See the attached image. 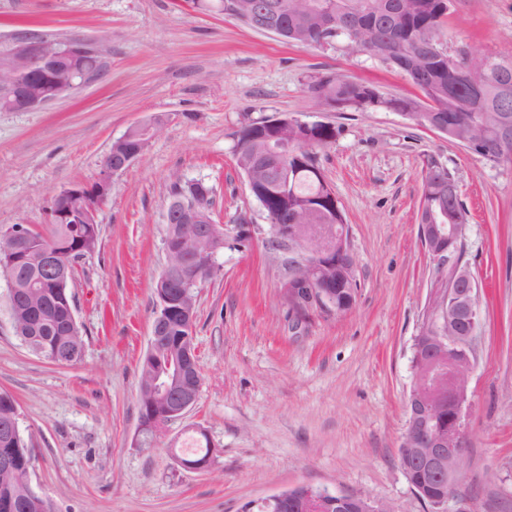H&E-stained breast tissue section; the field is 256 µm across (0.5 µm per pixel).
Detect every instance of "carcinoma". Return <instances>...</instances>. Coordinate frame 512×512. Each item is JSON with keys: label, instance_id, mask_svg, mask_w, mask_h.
<instances>
[{"label": "carcinoma", "instance_id": "1", "mask_svg": "<svg viewBox=\"0 0 512 512\" xmlns=\"http://www.w3.org/2000/svg\"><path fill=\"white\" fill-rule=\"evenodd\" d=\"M278 5L281 12L284 33L281 37L300 48H308L319 43L321 37L332 35L326 27V19L321 14L305 15L297 11L294 0H269ZM452 0H320L324 12H333L336 19L349 16L359 17L361 21L377 20V40L366 45L358 40L357 32L351 27L335 36L354 52L374 57L387 66L401 72L407 79L424 86L425 99L387 96L371 84L356 80H346L331 73L316 77L310 90L316 99H325L336 108L368 109L383 107L396 112H406L415 107L425 112H434L450 130L467 132L472 126L483 129L489 143L486 160L497 164L499 157L512 154V145L503 151H496V133L499 113L497 98L504 89L505 79L512 78V59L503 60L484 56V61H475L473 66L480 67V80L487 94L476 101L470 98L465 86H458L448 92V86L455 81V65H467L471 51L461 48L455 53L441 51L442 43L448 42L449 33L445 27ZM266 122L262 118L244 125L238 134L235 145L237 165H242L243 155L263 158V141L256 140L253 134ZM336 127L332 125L315 129L310 134V142L297 143L285 158L288 166V188L278 191L265 199L264 211L272 224H287L291 215L314 211L320 213L328 224H343L345 218L337 198L331 195L329 184L320 168L316 165L314 149L327 145L336 139ZM268 171L257 170L253 173L254 185L262 190L265 184L277 181L278 164L266 162ZM448 168L435 161L428 163L423 175V192L427 198L436 200L434 193L438 187L448 182ZM209 193L208 205H213L214 188L202 180H191L183 184H174L170 205L188 197H197L203 192ZM448 223L454 224L462 218L469 220L461 196L447 200ZM100 228L97 224H53L50 232L43 234L29 231V264L12 270V277L21 293L32 302L44 303L48 309L62 312L73 306L69 284L72 280L73 265L81 257L95 250L98 245ZM56 248L68 257V266L57 288H30L28 283L36 276L34 261L41 250ZM326 277L336 284L332 289L335 306L342 310L351 307L358 285H345L341 275L332 268L326 271ZM24 344L33 352L47 360L54 354L66 350L70 354L68 364L73 365L82 359L84 342L79 328L59 324L26 340ZM140 418L150 419L162 414L160 403L146 393L139 394ZM17 416L16 402L12 396L0 392V456L8 455L13 460L10 471H0V512H51V506L42 496L36 494L29 484V473L33 467L34 453L23 438L10 439L3 435L2 427ZM416 495L424 502L448 494V486L442 485L418 471L406 473Z\"/></svg>", "mask_w": 512, "mask_h": 512}]
</instances>
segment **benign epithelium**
Instances as JSON below:
<instances>
[{"mask_svg":"<svg viewBox=\"0 0 512 512\" xmlns=\"http://www.w3.org/2000/svg\"><path fill=\"white\" fill-rule=\"evenodd\" d=\"M244 20L258 30L272 24L267 6L253 4L249 10L239 11ZM95 43L71 38L60 42L42 40L25 42L16 47L8 64L0 67V112H28L55 101L74 86L93 78V75L74 68V62L95 56ZM274 133L265 137L272 154L288 150V128L306 131L321 122L286 118L280 113L268 121ZM161 122L157 120L133 126L136 145L123 152L108 151L99 177L87 187L71 185L53 195L49 216L52 224H96L103 199L112 191V176L126 170L145 151L155 137ZM84 199L76 211L59 207L58 202L71 198ZM207 198L200 197L190 208L165 216V221L186 230L178 246L164 247L166 262L163 274L156 281L158 308L153 320L148 350L167 362L153 371L150 384L155 397L163 405L160 417L139 424L136 445L140 448L155 446L167 427L183 419L198 403L202 377L194 369L197 353L194 345L193 309L189 295L209 277L216 254L224 249V240L230 236H247L251 227L246 224H214L204 217ZM419 225L421 241L428 253L437 261L438 268L452 264L451 275L441 274L438 280L451 279V293L437 294L429 304L421 336L416 339L418 364L413 366V379L406 403L407 424L400 445L401 459L421 471L439 477L448 476V495L432 502V512H443L448 499L457 494V485L463 476L466 433L465 411L471 405L469 376L476 366V342L479 335L480 307L473 303L478 285L469 269L453 259V250L463 241L466 225L447 224L445 215L436 211L427 200H422ZM26 226L14 225L0 230V239L9 243L11 263L28 261L25 238ZM272 238L274 250L285 256L287 287L290 298L301 304H315L329 310L330 288L333 283L324 276L330 267L341 270L343 279L355 276L356 261L349 244L348 226L345 224L305 223L297 216L291 224H276ZM39 266L42 279L48 284L60 281L59 253L51 248L41 251ZM177 306L184 315L185 337L177 347L164 344L162 338L169 331L171 307ZM454 413V422L448 431L435 426L436 412L443 406ZM270 502L293 503L299 512H392L382 500L362 495L332 492L309 485L296 487V494L282 493L265 499L250 501L243 506L245 512Z\"/></svg>","mask_w":512,"mask_h":512,"instance_id":"obj_1","label":"benign epithelium"}]
</instances>
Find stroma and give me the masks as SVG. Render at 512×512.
Instances as JSON below:
<instances>
[{"label":"stroma","instance_id":"stroma-1","mask_svg":"<svg viewBox=\"0 0 512 512\" xmlns=\"http://www.w3.org/2000/svg\"><path fill=\"white\" fill-rule=\"evenodd\" d=\"M449 51L512 56V0H455ZM80 37L102 71L29 112H0V227L47 232L53 193L93 182L112 142L156 115L147 150L112 179L96 250L70 291L84 356L60 366L14 333L0 275V392L13 396L35 454L29 480L53 512H241L307 484L365 495L393 512H428L399 464L414 340L437 264L419 236L423 173L448 167L471 218L464 260L488 319L470 377L468 446L447 512H512V165H495L384 108L323 110L309 89L337 73L385 95L417 89L342 43L299 48L193 0H0V63L25 38ZM336 126L317 164L348 225L359 281L336 313L289 300L269 221L236 164L241 127L278 113ZM215 191L218 223L247 220L196 292L202 372L196 407L157 447H136L140 362L165 262L173 183ZM206 434L207 470L183 468L171 443Z\"/></svg>","mask_w":512,"mask_h":512}]
</instances>
